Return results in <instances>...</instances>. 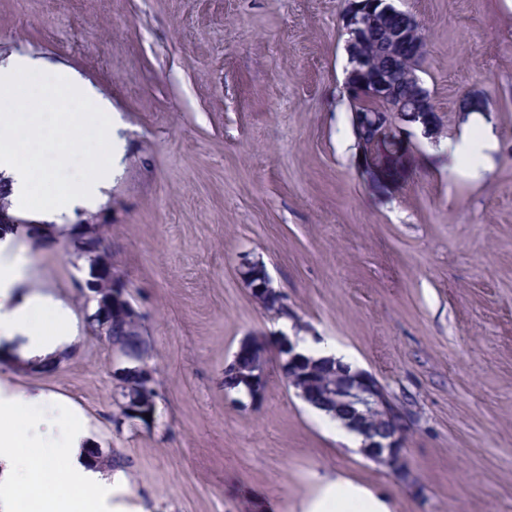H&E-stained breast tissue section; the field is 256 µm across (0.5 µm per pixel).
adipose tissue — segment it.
Listing matches in <instances>:
<instances>
[{"instance_id":"obj_1","label":"adipose tissue","mask_w":512,"mask_h":512,"mask_svg":"<svg viewBox=\"0 0 512 512\" xmlns=\"http://www.w3.org/2000/svg\"><path fill=\"white\" fill-rule=\"evenodd\" d=\"M495 142L490 126L475 125L450 148L461 167L476 174ZM29 274L27 260L12 237H1L0 340L24 338L31 357L63 352L70 342L65 330L69 314L50 296L24 294ZM45 320L58 324V332L45 335L41 328ZM43 425L58 431V438H31L30 430ZM86 434L81 418L67 407L45 403L40 396H0V512H15L18 501L35 491L43 497L45 512H75L103 503L109 482L83 464ZM60 445L68 457L62 473L52 465L53 450ZM307 512H389V508L368 488L339 476L323 481Z\"/></svg>"}]
</instances>
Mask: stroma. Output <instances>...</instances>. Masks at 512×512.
Here are the masks:
<instances>
[{
    "mask_svg": "<svg viewBox=\"0 0 512 512\" xmlns=\"http://www.w3.org/2000/svg\"><path fill=\"white\" fill-rule=\"evenodd\" d=\"M395 4L422 26L420 77L448 133L412 137L382 191L357 169L340 94L347 0H0L1 64L32 57L112 110V182L91 209H119L157 423H112V353L86 330L66 238L17 244L27 291L69 312L68 360L43 375L0 362L1 392L67 400L94 446L131 459L108 512H304L338 474L391 512H512V0ZM472 123L498 139L475 180L448 156ZM247 254L298 324L414 414L406 481L337 440L277 370L258 409L226 399L240 340L284 326L240 281Z\"/></svg>",
    "mask_w": 512,
    "mask_h": 512,
    "instance_id": "35a3bbf8",
    "label": "stroma"
}]
</instances>
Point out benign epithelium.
<instances>
[{"label": "benign epithelium", "instance_id": "obj_1", "mask_svg": "<svg viewBox=\"0 0 512 512\" xmlns=\"http://www.w3.org/2000/svg\"><path fill=\"white\" fill-rule=\"evenodd\" d=\"M395 6L385 0L378 5V0H351L343 16V25L348 35L346 47L353 66L346 78L353 76L367 78L369 93L377 97L389 95L388 83L382 76L368 77L369 66L360 54L361 46L368 41L374 30V14L388 13ZM392 113L388 114L390 122L383 121V114L373 116L372 136L370 142L362 143L356 155L357 168L367 183L375 189L396 173L399 154L405 138L411 136L410 128H420L421 135L435 140L441 134L440 115L430 96L424 92L407 99H398L389 104ZM83 226L73 236L78 240L91 232L99 237L97 249L88 254V272L79 279V298L83 307L97 309L99 320L88 326L89 334L104 340L110 333L113 318L124 321L128 332L139 337L135 352L130 355L112 354L113 373L116 385L125 386V377L130 366H135L141 373L143 386L136 394H126L120 400L122 425H155L158 409V389L156 387V366L153 353L144 338V315L136 300L129 296V282L116 258V249L112 238L103 234L101 225L108 223L100 212L86 214L81 218ZM237 274L255 302L265 311L285 317L288 302L283 292L273 286L272 278L266 264L248 255L242 257L237 267ZM298 339L284 333L268 337L263 341L243 339L233 353L231 362L224 369L234 368L252 379L249 390V406L259 403L265 391L258 385L265 383L266 362L270 353H275L280 373L288 371V362L297 355ZM317 363L327 366L330 374L338 380V385L329 386V392L321 401L312 400L305 390L299 391V397L306 403L318 408L332 418H339L350 430L362 438L361 452L368 458L385 465L393 475L403 477L406 459L403 449L409 436L411 417L405 409L385 398L378 381L372 374L357 369H348L336 365L331 357L315 359ZM382 413L389 423L388 429L380 433L370 428L373 414ZM150 418H144V414Z\"/></svg>", "mask_w": 512, "mask_h": 512}]
</instances>
